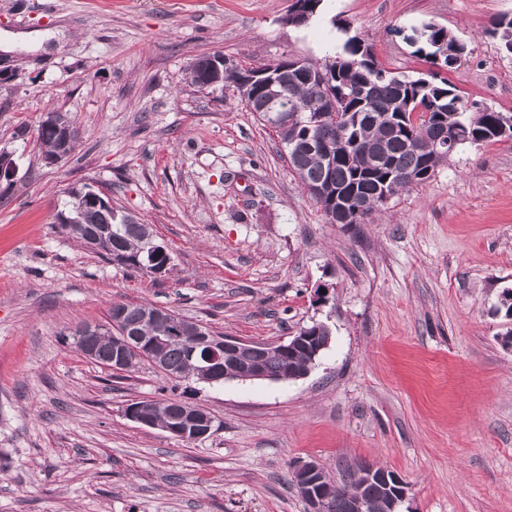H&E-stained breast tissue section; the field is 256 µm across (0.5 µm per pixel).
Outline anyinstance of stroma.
<instances>
[{
  "label": "stroma",
  "instance_id": "1",
  "mask_svg": "<svg viewBox=\"0 0 512 512\" xmlns=\"http://www.w3.org/2000/svg\"><path fill=\"white\" fill-rule=\"evenodd\" d=\"M0 0V512H305L294 465L368 461L400 474L399 512H512V139L464 145L366 224H330L275 133L232 90L186 72L317 61L360 34L423 77L404 30L432 22L467 54L465 102L512 113V56L487 35L512 0ZM80 131L49 167L46 113ZM106 192L150 225L167 271L113 265L58 230L71 188ZM153 305L245 342L327 325L307 375L208 385L151 362L115 372L70 336L113 304ZM177 398L214 419L182 441L126 415Z\"/></svg>",
  "mask_w": 512,
  "mask_h": 512
}]
</instances>
